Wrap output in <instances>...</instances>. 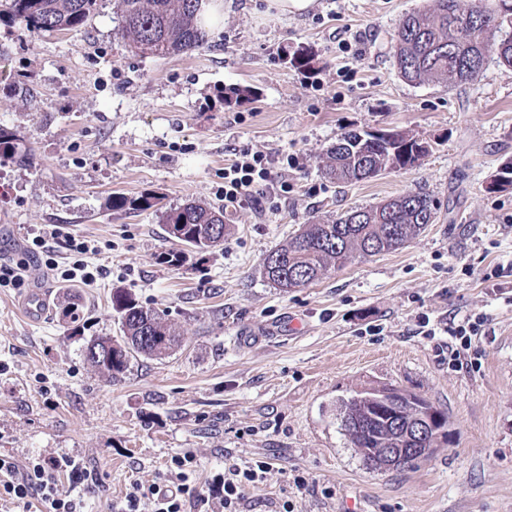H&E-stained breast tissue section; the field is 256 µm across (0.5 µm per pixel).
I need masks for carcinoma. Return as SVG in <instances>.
<instances>
[{
    "instance_id": "obj_1",
    "label": "carcinoma",
    "mask_w": 512,
    "mask_h": 512,
    "mask_svg": "<svg viewBox=\"0 0 512 512\" xmlns=\"http://www.w3.org/2000/svg\"><path fill=\"white\" fill-rule=\"evenodd\" d=\"M207 0H118L121 33L143 55L167 56L204 47L206 32L199 23ZM96 0H6L7 11L25 22L32 35L74 29L85 24ZM490 54L512 67V0H431L423 10L407 14L395 32L393 57L401 76L410 83H443L456 87L477 80L475 63ZM306 47L293 51L290 64L311 68ZM429 142L400 131L375 135L368 131L340 134L326 150L324 175L336 182L369 180L388 172L409 171L431 152ZM24 158L15 135L0 128V159ZM161 197H112V207L159 206ZM437 206L424 192H409L376 205L359 207L326 223L307 224L286 244L262 260L263 276L284 290L300 288L342 268L351 258L373 256L405 246L435 223ZM169 239L183 246L163 255L170 265L185 258L184 249L203 250L224 242L230 228L224 209L188 203L163 212ZM112 308L119 314L121 336H98L85 351L87 362L111 379L124 374L137 357L161 359L179 347V337L163 314L140 305L116 289ZM112 344V352L96 355L92 348ZM420 407L437 410L426 398L383 384L354 392L340 401V412L355 419L358 430L351 443L357 448H416L403 467L428 458L435 442L404 430Z\"/></svg>"
}]
</instances>
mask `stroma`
Returning <instances> with one entry per match:
<instances>
[{
    "instance_id": "obj_1",
    "label": "stroma",
    "mask_w": 512,
    "mask_h": 512,
    "mask_svg": "<svg viewBox=\"0 0 512 512\" xmlns=\"http://www.w3.org/2000/svg\"><path fill=\"white\" fill-rule=\"evenodd\" d=\"M426 3L315 0L283 17L266 0H225L207 45L165 57L132 51L117 0H97L79 28L35 37L0 17V127L26 154L0 160V258L26 262L29 288L48 301L33 321L28 288H0V455L21 466L80 460L88 512H110L133 481L163 482L184 451L203 493L215 473L271 457L264 483L246 492L251 512L286 500L294 512H512V189L486 190L512 159V67L492 54L459 87L407 82L391 40ZM341 38L352 53L338 50ZM301 46L312 74L287 60ZM229 86L254 95L227 106ZM352 129L406 131L433 150L416 169L337 184L321 166ZM244 146L301 157L293 193L270 211L224 204V166ZM419 190L437 219L408 245L288 292L264 279L265 254L304 225ZM118 194L223 208L230 233L163 264L176 244L160 211L112 209ZM37 235L46 247L27 256ZM70 235L96 246V282L62 283L47 269L66 261ZM116 288L163 313L182 342L111 381L84 349L119 336ZM479 313L488 322L472 339L476 371L449 366L442 337L416 333L422 314L445 323ZM381 384L448 417L447 439L417 468L367 470L340 426V399Z\"/></svg>"
}]
</instances>
